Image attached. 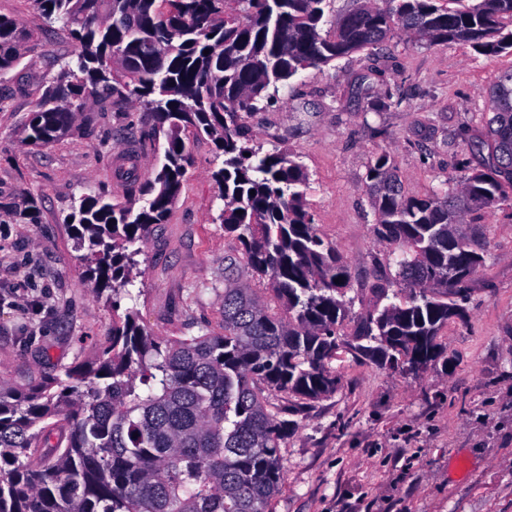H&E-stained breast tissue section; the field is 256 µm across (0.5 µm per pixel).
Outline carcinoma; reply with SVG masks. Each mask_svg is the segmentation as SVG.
<instances>
[{
  "label": "carcinoma",
  "instance_id": "obj_1",
  "mask_svg": "<svg viewBox=\"0 0 512 512\" xmlns=\"http://www.w3.org/2000/svg\"><path fill=\"white\" fill-rule=\"evenodd\" d=\"M331 0H32L75 45L62 58L19 130L43 147L68 135L89 104L107 98L147 112L164 139L163 161L131 201L85 195L66 218L93 292L131 295L141 250L167 223L190 166L187 135L209 138L222 166L211 173L224 208V324L160 337L137 310L112 315L94 357L25 388L0 377V512H272L280 447L293 423L280 402L305 404L341 387L333 362L344 352L416 378L444 355L449 321L464 320L471 276L486 246L468 235L470 213L512 193V72L493 90L482 166L459 184L408 195L390 155L368 164L373 233L393 248L395 280L339 330L351 274L317 231L306 200L309 174L291 154L264 155L241 114L263 112L301 71L379 47L396 31L429 45L460 42L484 55L512 52V0H353L337 20ZM35 45L34 32L0 15V76ZM209 53H204V50ZM255 194H250V191ZM0 211L37 224L38 201H0ZM265 285L274 305L239 283V267ZM68 428H59L60 421Z\"/></svg>",
  "mask_w": 512,
  "mask_h": 512
}]
</instances>
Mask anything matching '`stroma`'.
<instances>
[{
  "mask_svg": "<svg viewBox=\"0 0 512 512\" xmlns=\"http://www.w3.org/2000/svg\"><path fill=\"white\" fill-rule=\"evenodd\" d=\"M35 48L0 78V200L36 198L40 221L0 216V377L37 381L53 366L89 359L109 337L112 303L84 281L85 263L65 223L74 201L99 194L137 199L115 174L117 158L140 179L163 159L150 116L90 104L69 135L45 147L22 145L18 129L40 99L55 59L74 55L61 24L49 25L31 0H0ZM512 53L430 46L396 33L377 52L361 50L302 71L279 101L243 121L261 152L282 149L307 169V200L320 233L351 271L352 336L374 289L397 291L395 267L373 232L366 195L371 158L388 152L406 193L455 186L498 77ZM192 165L166 224L138 255L141 275L121 308H136L159 336H185L224 320V259L237 243L224 233V207L208 138L189 137ZM488 245L469 282L466 321L444 328V358L414 379L370 360L341 355L335 396L289 401L295 427L282 442L283 480L273 512H512V197L472 215ZM43 312L29 309V301Z\"/></svg>",
  "mask_w": 512,
  "mask_h": 512,
  "instance_id": "obj_1",
  "label": "stroma"
}]
</instances>
